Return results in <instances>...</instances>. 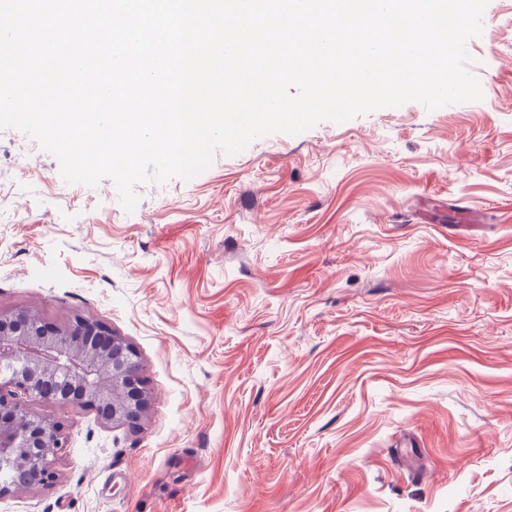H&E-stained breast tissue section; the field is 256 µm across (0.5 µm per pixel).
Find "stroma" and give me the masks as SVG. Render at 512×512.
Wrapping results in <instances>:
<instances>
[{
    "instance_id": "obj_1",
    "label": "stroma",
    "mask_w": 512,
    "mask_h": 512,
    "mask_svg": "<svg viewBox=\"0 0 512 512\" xmlns=\"http://www.w3.org/2000/svg\"><path fill=\"white\" fill-rule=\"evenodd\" d=\"M484 97L259 137L185 181L65 183L0 130V310L96 318L153 395L0 512H512V0Z\"/></svg>"
}]
</instances>
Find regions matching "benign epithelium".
<instances>
[{"instance_id": "1", "label": "benign epithelium", "mask_w": 512, "mask_h": 512, "mask_svg": "<svg viewBox=\"0 0 512 512\" xmlns=\"http://www.w3.org/2000/svg\"><path fill=\"white\" fill-rule=\"evenodd\" d=\"M79 406L107 424L140 430L152 396L136 349L92 317L65 329L25 311L0 313V495L3 475L23 456L29 484L49 485L66 447L60 421L33 415L30 402Z\"/></svg>"}]
</instances>
